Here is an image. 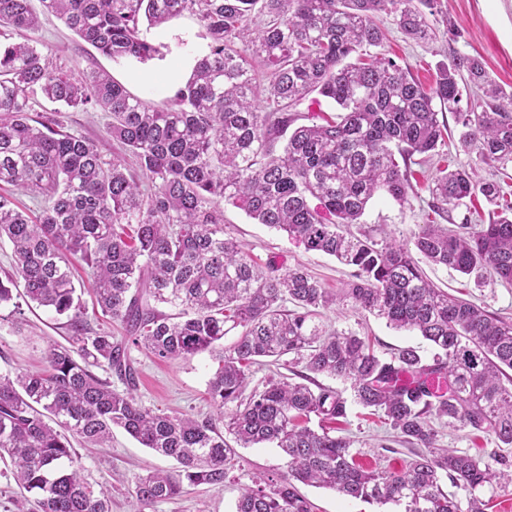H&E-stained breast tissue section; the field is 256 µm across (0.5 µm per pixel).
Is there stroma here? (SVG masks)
Listing matches in <instances>:
<instances>
[{"label": "stroma", "instance_id": "35a3bbf8", "mask_svg": "<svg viewBox=\"0 0 512 512\" xmlns=\"http://www.w3.org/2000/svg\"><path fill=\"white\" fill-rule=\"evenodd\" d=\"M31 6L40 13V24L32 37L54 61L79 71L92 68L108 71L134 95L158 107L166 106L177 87L189 77L190 72L181 68V61L197 60L208 51L205 28L197 20L183 16L164 27L148 30V38L163 44L161 55L146 61L132 59L115 63L79 38L63 20L43 12L40 0H32ZM378 23L387 32L383 53L407 68L423 85H433L438 70L461 53L478 57L491 78L502 86L512 87V0H437L430 18L434 35L426 41L408 38L392 15H380ZM452 23L460 31L459 37L453 40L448 37V26ZM62 121L68 130L95 141L104 155L117 151L105 113L66 107L62 110ZM436 167L433 161L420 165L408 203L401 205L383 196L376 197L360 224L354 225V232L375 236L386 232L400 240H411L414 233L434 218L427 202ZM224 235L241 242L258 262L274 259L285 270L302 267L325 287L340 288L351 278V268L335 258L305 251L285 233L255 223L243 211L229 205L224 208ZM424 270L436 285L450 294L512 319V285L489 282L478 286L443 266L428 264ZM320 320L331 329L370 336L377 352L386 356L422 343L412 333L393 329L384 320L349 308L324 310ZM70 335L65 321L48 310L24 303L15 310L0 309V373L18 368H44L48 347L67 345ZM130 358L138 376L137 396L145 407L167 414L184 413L200 420L215 416L208 390L219 362L210 353L161 361L134 348ZM345 434L353 439L357 458L366 466L398 468L410 457L389 426L366 415L358 406L349 408ZM74 448L89 481L95 488L107 490L112 499V512H132L137 477L154 470L176 468L173 459L142 447L120 429L113 430L109 447L88 449L78 442ZM286 469L287 459L280 449L267 444L240 448L223 489L187 484L178 496L146 507L144 512H234L242 487L251 484L255 477L279 474ZM301 492L313 503L314 512H396L393 505L348 499L325 488L305 486Z\"/></svg>", "mask_w": 512, "mask_h": 512}]
</instances>
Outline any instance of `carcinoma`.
<instances>
[{
    "label": "carcinoma",
    "mask_w": 512,
    "mask_h": 512,
    "mask_svg": "<svg viewBox=\"0 0 512 512\" xmlns=\"http://www.w3.org/2000/svg\"><path fill=\"white\" fill-rule=\"evenodd\" d=\"M114 62L148 60L162 45L141 32L189 15L210 38L169 106L155 108L105 71L79 75L53 62L29 32L31 0H0V183L44 198L34 218L0 194V239L13 248L0 278V307L23 287L29 301L67 319L73 346L53 345L42 371L0 374V459L34 494L21 512H111L74 465L70 438L101 446L120 427L179 469L135 482V512L172 499L184 482L224 487L235 448L271 444L288 470L242 489L235 512H313L296 483L325 487L401 512H485L479 493L512 482V464L438 444L437 420L512 447V323L438 288L421 262L479 281L512 284V90L475 57L457 54L426 88L395 61L363 50L395 15L414 40L431 37L435 0H40ZM270 71L259 104L252 62ZM475 89L467 109L459 82ZM336 103V120L292 127L291 108L313 93ZM111 119L121 153L105 159L89 138L55 116L32 115L38 98ZM454 110L459 143L473 163L441 167L429 209L442 219L481 195L496 206L487 224H426L414 249L394 237L353 234L369 203L409 201L412 172L400 162L428 155ZM487 167L493 178L478 176ZM244 211L354 269L336 292L304 269L256 265L224 237L220 203ZM88 270L104 316L123 340L85 328L73 263ZM294 309L285 310L286 303ZM164 304L175 310L165 314ZM349 306L415 332L432 358L406 347L385 357L353 331H329L319 310ZM236 340L220 341L233 330ZM162 361L209 351L222 366L209 385L216 417L156 413L135 391L130 347ZM303 365L300 382L269 377L253 387L263 358ZM107 365L119 391L97 377ZM349 386L350 396L316 380ZM382 418L412 457L396 471L363 468L353 441L336 436L349 403ZM319 429L309 426L311 417ZM454 488L444 492L441 475Z\"/></svg>",
    "instance_id": "cac0c4a2"
}]
</instances>
